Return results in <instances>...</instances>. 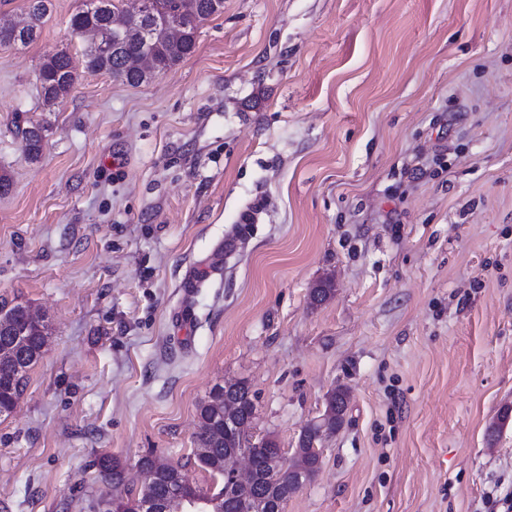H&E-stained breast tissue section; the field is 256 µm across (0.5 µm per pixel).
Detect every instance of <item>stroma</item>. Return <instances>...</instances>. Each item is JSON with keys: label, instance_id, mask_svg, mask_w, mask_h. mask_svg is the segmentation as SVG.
I'll use <instances>...</instances> for the list:
<instances>
[{"label": "stroma", "instance_id": "1", "mask_svg": "<svg viewBox=\"0 0 512 512\" xmlns=\"http://www.w3.org/2000/svg\"><path fill=\"white\" fill-rule=\"evenodd\" d=\"M81 5L0 48V302L50 333L0 512H98L103 455L212 488L197 406L239 380L289 456L348 391L285 512H511L512 0H224L172 69L45 106ZM77 77V68L68 53L44 55L36 75L43 103L46 106L54 105L64 97ZM329 405L335 412V416L325 420L324 426L330 433H334L343 423V416L347 406V391L343 388H335L328 393L326 407ZM336 409L338 416L336 417Z\"/></svg>", "mask_w": 512, "mask_h": 512}]
</instances>
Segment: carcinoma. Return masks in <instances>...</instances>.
Segmentation results:
<instances>
[{
  "label": "carcinoma",
  "instance_id": "carcinoma-1",
  "mask_svg": "<svg viewBox=\"0 0 512 512\" xmlns=\"http://www.w3.org/2000/svg\"><path fill=\"white\" fill-rule=\"evenodd\" d=\"M24 15L29 18L27 25L28 40L22 41L26 46L34 42L40 35L44 19L49 9L31 5L28 0ZM153 5V15L159 23H164L169 16H177L182 26V34L176 40H170L157 31L155 35L139 36L138 30L128 25L126 0H99V5L90 10L87 7L79 9L70 19L72 31L83 35L84 31L95 32L103 38L112 36V31L121 28L126 33V42L121 49L109 56H96L89 49L82 53L84 69L91 72H104L113 79L128 85H139L145 82L138 69V61L143 55H150L158 68L166 71L190 56L196 47V37L199 27L215 16L211 10L212 0H150ZM77 68L71 56L65 54H46L41 58L37 68L36 81L39 85V95L47 106L54 105L63 98L77 79ZM26 151L29 157L37 160L41 157L44 141V127L31 125L22 129ZM26 306L16 304L11 307L0 306V320L20 333V338L0 332V414L10 415L18 406L22 386L28 371L42 356L48 343L49 328L43 321L30 322L27 319ZM255 394L245 381H239L230 388L221 384L215 385L206 400L197 407L199 433L196 437L194 456L201 468L208 471L213 478L222 482L231 479L232 469L224 466L229 456V445L235 439L224 433V407L229 405L244 419H252L255 411ZM327 405L337 411V415L325 420L324 426L330 432H335L343 423L342 413L347 406V391L335 388L328 393ZM315 435L311 427H306L301 433L298 448L292 457V469L281 472L279 483L293 493L301 491L294 484L298 474H303V480L310 481L316 469L312 464L316 459L313 448ZM257 474V479L251 488L254 496H267L271 487L266 480V464L269 456L279 450L273 439H265L258 444L247 447ZM98 475L104 483L114 487L127 485L128 478L125 469L117 459L101 458L98 463ZM181 484L192 492L211 497L214 505L212 512H232V506L222 499L224 489L215 493L204 491L190 485L184 473L183 466L175 464L170 472L156 473L152 477L143 476L139 490L127 489V497L107 501L106 512H139L141 502L147 498L163 499L168 495L169 479Z\"/></svg>",
  "mask_w": 512,
  "mask_h": 512
}]
</instances>
